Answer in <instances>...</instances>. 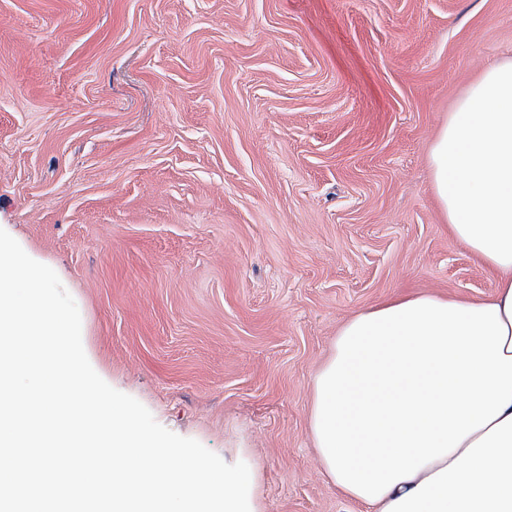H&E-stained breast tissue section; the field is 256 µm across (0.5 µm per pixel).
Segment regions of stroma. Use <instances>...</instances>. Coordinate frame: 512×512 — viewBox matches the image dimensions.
<instances>
[{"instance_id":"obj_1","label":"stroma","mask_w":512,"mask_h":512,"mask_svg":"<svg viewBox=\"0 0 512 512\" xmlns=\"http://www.w3.org/2000/svg\"><path fill=\"white\" fill-rule=\"evenodd\" d=\"M507 57L512 0H0V228L96 373L254 463L263 512H360L311 380L363 309L494 293L428 156Z\"/></svg>"}]
</instances>
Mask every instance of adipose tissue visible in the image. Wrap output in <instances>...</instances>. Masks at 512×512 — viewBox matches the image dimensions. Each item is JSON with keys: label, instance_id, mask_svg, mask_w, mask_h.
Listing matches in <instances>:
<instances>
[{"label": "adipose tissue", "instance_id": "adipose-tissue-1", "mask_svg": "<svg viewBox=\"0 0 512 512\" xmlns=\"http://www.w3.org/2000/svg\"><path fill=\"white\" fill-rule=\"evenodd\" d=\"M429 167L496 291L350 317L313 378L309 428L325 476L365 512H512V58L470 84Z\"/></svg>", "mask_w": 512, "mask_h": 512}]
</instances>
